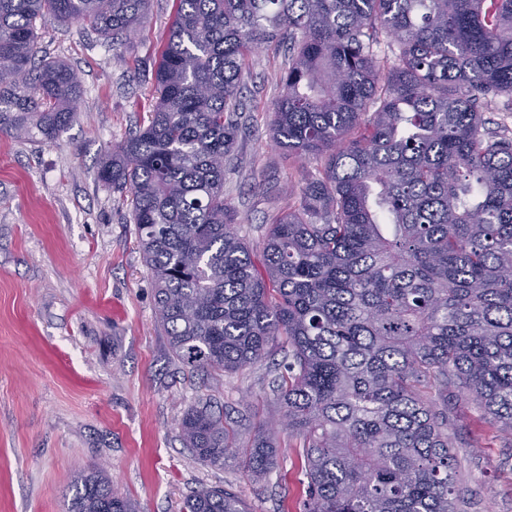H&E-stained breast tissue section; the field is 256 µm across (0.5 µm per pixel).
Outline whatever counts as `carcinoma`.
<instances>
[{"label": "carcinoma", "mask_w": 512, "mask_h": 512, "mask_svg": "<svg viewBox=\"0 0 512 512\" xmlns=\"http://www.w3.org/2000/svg\"><path fill=\"white\" fill-rule=\"evenodd\" d=\"M148 2L0 0V132L53 142L79 117L81 80L38 27L86 24L117 48ZM271 44L288 67L269 138L324 164L259 269L224 173L246 59ZM154 94L98 178L129 199L171 356L232 373L285 351L250 447L204 406L182 416L185 447L262 481L285 433L302 512H457L448 404L512 435V133L482 112L512 110V0H176ZM68 512L139 509L95 465ZM183 512L246 508L201 487Z\"/></svg>", "instance_id": "1"}]
</instances>
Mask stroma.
<instances>
[{"instance_id":"1","label":"stroma","mask_w":512,"mask_h":512,"mask_svg":"<svg viewBox=\"0 0 512 512\" xmlns=\"http://www.w3.org/2000/svg\"><path fill=\"white\" fill-rule=\"evenodd\" d=\"M175 9L150 0L120 49L89 26L47 23L44 52L82 80L80 115L53 142L0 134V512H67L76 475L96 464L140 512H181L199 487L236 493L248 512H298L305 477L287 439L257 484L234 457L213 466L180 440L192 405L231 418L274 411L282 352L216 378L173 359L130 211L97 178L112 145L152 109L153 61ZM284 63L274 47L253 55L224 174L257 259L272 214L296 204L287 189L302 179L268 136ZM457 411L455 498L472 501L468 512H512V437L473 404Z\"/></svg>"}]
</instances>
